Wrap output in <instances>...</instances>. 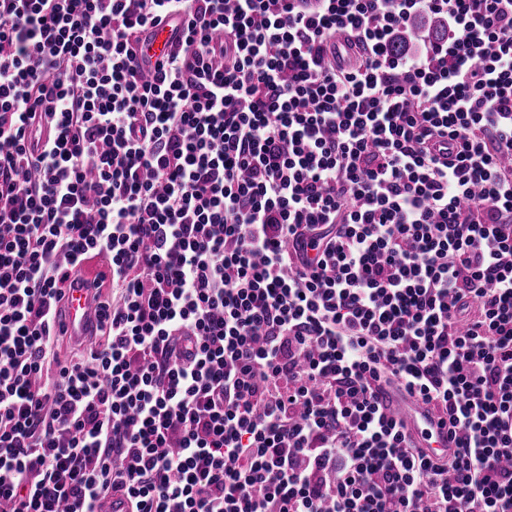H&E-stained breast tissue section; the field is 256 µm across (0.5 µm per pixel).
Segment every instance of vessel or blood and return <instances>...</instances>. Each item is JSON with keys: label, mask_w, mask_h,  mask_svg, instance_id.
<instances>
[{"label": "vessel or blood", "mask_w": 512, "mask_h": 512, "mask_svg": "<svg viewBox=\"0 0 512 512\" xmlns=\"http://www.w3.org/2000/svg\"><path fill=\"white\" fill-rule=\"evenodd\" d=\"M80 270V281L68 292L59 320L65 336L76 342L97 335L101 329L103 299L96 285L109 277L110 265L103 257L92 256L83 261ZM383 401L412 434L423 435L422 445L430 453L442 455L451 448L446 429L438 425L422 404L393 391L387 392Z\"/></svg>", "instance_id": "1"}]
</instances>
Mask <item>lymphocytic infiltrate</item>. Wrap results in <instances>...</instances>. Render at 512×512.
Wrapping results in <instances>:
<instances>
[{"label": "lymphocytic infiltrate", "instance_id": "lymphocytic-infiltrate-1", "mask_svg": "<svg viewBox=\"0 0 512 512\" xmlns=\"http://www.w3.org/2000/svg\"><path fill=\"white\" fill-rule=\"evenodd\" d=\"M423 11L447 40L394 54ZM110 495L512 512V0H0V506ZM80 281L68 292L62 317L57 322L64 336L74 342H82L90 336H98L102 326L103 298L97 291V283L110 279L109 262L101 256H91L82 262ZM383 401L388 411L400 418L412 435L422 441L423 448H427L430 453L443 455L448 452V448H453L446 428L440 427L422 404L393 391L387 392ZM422 431L429 432L426 440L422 436Z\"/></svg>", "mask_w": 512, "mask_h": 512}]
</instances>
